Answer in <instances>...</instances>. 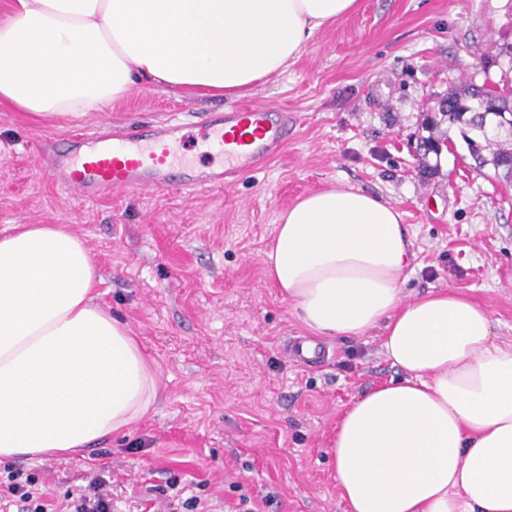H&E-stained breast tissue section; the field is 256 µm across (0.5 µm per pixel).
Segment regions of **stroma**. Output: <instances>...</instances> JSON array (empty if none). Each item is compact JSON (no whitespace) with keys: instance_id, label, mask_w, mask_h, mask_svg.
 <instances>
[{"instance_id":"1","label":"stroma","mask_w":512,"mask_h":512,"mask_svg":"<svg viewBox=\"0 0 512 512\" xmlns=\"http://www.w3.org/2000/svg\"><path fill=\"white\" fill-rule=\"evenodd\" d=\"M506 44L512 0H359L286 71L239 98L144 84L109 111L68 121L0 107V231L62 224L82 237L102 302L154 359L159 387L130 431L21 467L59 497L102 465L112 512H160L175 494L200 496L209 512H238L243 495L251 512H345L331 452L336 424L399 371L377 329L321 337L327 359L295 365L284 346L306 330L262 258L279 213L300 197L329 186L374 193L402 212L412 243L403 299L460 289L512 342V189L475 169L458 126H447L452 146L441 155L418 151L429 135L424 114L449 89L512 71L499 53ZM249 103L301 122L281 155L221 190L83 201L45 167L77 133L178 118L194 134L211 113Z\"/></svg>"}]
</instances>
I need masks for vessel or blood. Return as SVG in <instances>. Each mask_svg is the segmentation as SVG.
<instances>
[{"mask_svg":"<svg viewBox=\"0 0 512 512\" xmlns=\"http://www.w3.org/2000/svg\"><path fill=\"white\" fill-rule=\"evenodd\" d=\"M287 113L242 106L207 120L201 138L205 157L180 155L185 126L142 125L119 135L81 136L68 145L64 162L52 168L66 193L86 200L119 193L164 192L173 188H220L234 173L280 155L288 145Z\"/></svg>","mask_w":512,"mask_h":512,"instance_id":"vessel-or-blood-1","label":"vessel or blood"}]
</instances>
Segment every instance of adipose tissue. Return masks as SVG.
<instances>
[{"label": "adipose tissue", "instance_id": "ef3b65f1", "mask_svg": "<svg viewBox=\"0 0 512 512\" xmlns=\"http://www.w3.org/2000/svg\"><path fill=\"white\" fill-rule=\"evenodd\" d=\"M358 0H10L0 104L36 119L110 110L143 83L239 97L284 72ZM402 214L329 188L280 212L266 276L315 336L381 330L402 376L343 413L333 457L348 512H512V343L456 288L403 302ZM84 240L0 232V460L76 454L155 404L153 360L98 301Z\"/></svg>", "mask_w": 512, "mask_h": 512}]
</instances>
